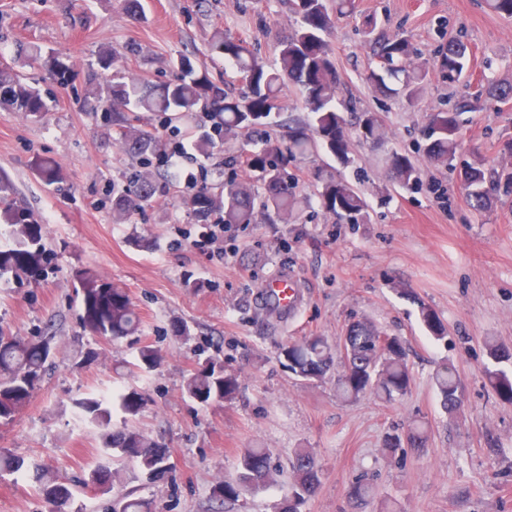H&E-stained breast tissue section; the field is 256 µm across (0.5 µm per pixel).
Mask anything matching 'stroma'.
Segmentation results:
<instances>
[{"label": "stroma", "instance_id": "35a3bbf8", "mask_svg": "<svg viewBox=\"0 0 512 512\" xmlns=\"http://www.w3.org/2000/svg\"><path fill=\"white\" fill-rule=\"evenodd\" d=\"M360 15L377 16L381 29L408 38L415 62H432L441 33L463 32L468 76L512 82V18L481 0H357ZM130 16L123 0H0V64L13 67L40 90L49 110L25 116L0 109V176L17 189L29 249L41 268L0 278V334L50 344L47 371L14 420L0 425V448L54 470L86 512H112L115 498L131 495L153 512H217L211 488L233 480L242 449H268L287 466L295 451L312 449L321 484L301 512H378L382 501L402 512H512V401L489 385L486 347L512 348V200L491 211L473 210L456 171L426 163L419 129L427 113L443 108L448 89L429 82L418 108L369 90L364 75L371 53L359 17L335 23L326 36L343 80L342 99L380 113L384 145L353 140L341 175L369 202L364 224L336 221L319 206L302 207L287 224H252L224 233L228 263L195 249L190 173L205 168L203 184L227 176L224 159L248 150L242 135L209 157L178 163L179 180L156 178L151 206L128 223L112 221V191L142 170L140 157L116 143L90 110L88 73L100 49L150 86L172 79L180 55L194 57L233 95L245 87L211 49L215 31L252 44L267 65L277 59L267 27L289 34L288 0H142ZM59 54L73 80L61 86L29 64L19 45ZM461 159L496 156L512 138V101L489 112L461 115ZM419 164L421 186L388 181L387 156ZM60 172L50 180L49 171ZM285 273L301 294L291 315L264 310L263 284ZM93 278L123 288L140 318L138 330L115 340L84 327L82 284ZM430 307L448 336L436 340L419 308ZM355 320H368L409 351L410 391L385 402L373 392L346 400L336 378L299 381L278 357L282 342L306 336L336 340ZM183 323L188 337L176 334ZM152 346L162 357L150 372L136 369ZM221 360L240 382L236 399L215 409L189 398L184 380L204 359ZM453 364L462 383V407L440 408L432 376ZM136 389L145 403L132 425L158 438L169 465L150 479L132 465L111 461L119 478L111 493L84 490L90 466L101 460L97 428L79 417L74 402L116 389ZM428 430L425 448L383 454L388 435L411 425ZM368 479L374 496L357 507L349 491ZM0 512H48L38 487L16 476L0 478Z\"/></svg>", "mask_w": 512, "mask_h": 512}]
</instances>
